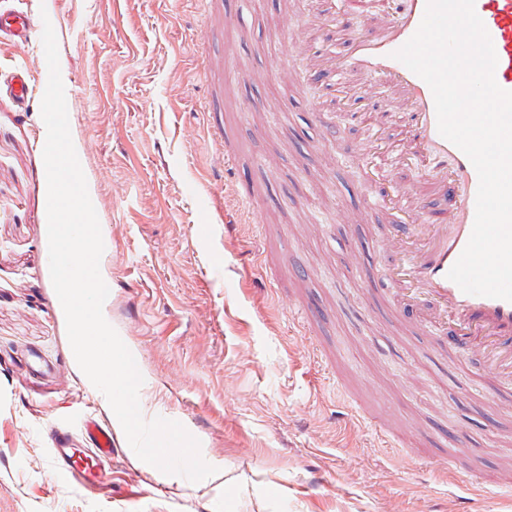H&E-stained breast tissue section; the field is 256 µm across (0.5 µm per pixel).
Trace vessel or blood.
I'll return each mask as SVG.
<instances>
[{"instance_id":"b4317fda","label":"vessel or blood","mask_w":512,"mask_h":512,"mask_svg":"<svg viewBox=\"0 0 512 512\" xmlns=\"http://www.w3.org/2000/svg\"><path fill=\"white\" fill-rule=\"evenodd\" d=\"M425 7L426 0H399L396 24L373 39L353 38L355 56L350 70L384 78L400 91L412 114L407 153L424 160L422 176L427 183L451 193L446 223L423 221L425 204L419 198L409 208L420 214V221L392 224L391 239L402 261L396 284L413 301H424L440 325L455 322L454 343L479 349L485 371L510 380L512 302L466 294L447 277L472 232L477 172L468 157L440 135L429 85L394 57L418 29ZM475 10L493 42L496 82L512 91V0H475ZM38 32L30 12H0V44L23 50ZM0 94L17 102L20 111H32L36 91L29 70L17 67L8 72L6 81L0 82ZM81 427L92 444L91 452L69 447L65 433L59 432L52 457L65 477L88 489L106 479L104 463L114 457L117 443L111 425L94 415L84 416Z\"/></svg>"}]
</instances>
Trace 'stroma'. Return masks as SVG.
<instances>
[{
    "label": "stroma",
    "mask_w": 512,
    "mask_h": 512,
    "mask_svg": "<svg viewBox=\"0 0 512 512\" xmlns=\"http://www.w3.org/2000/svg\"><path fill=\"white\" fill-rule=\"evenodd\" d=\"M302 4L320 16L319 0H219L226 146L209 129L195 0H0L46 10L55 30L107 321L150 385L145 417L180 422L217 469L192 482L126 445L94 490L55 475L48 423L75 433L88 408L112 414L75 361L50 278L41 114L0 98V512H512L494 487L512 480V396L476 349L449 353L395 283L358 279L363 263L393 262L390 226L421 177L379 152L362 179L353 151L393 139L405 111L384 91L349 101L313 81L328 40L295 28ZM44 63L41 41L23 55L0 45V75L26 66L40 95ZM247 190L259 213L242 206ZM277 256L308 278L270 288ZM286 299L319 308L312 327ZM34 352L51 374L32 371ZM358 404L408 427L411 454L356 418ZM458 433L484 483L441 467Z\"/></svg>",
    "instance_id": "1"
}]
</instances>
